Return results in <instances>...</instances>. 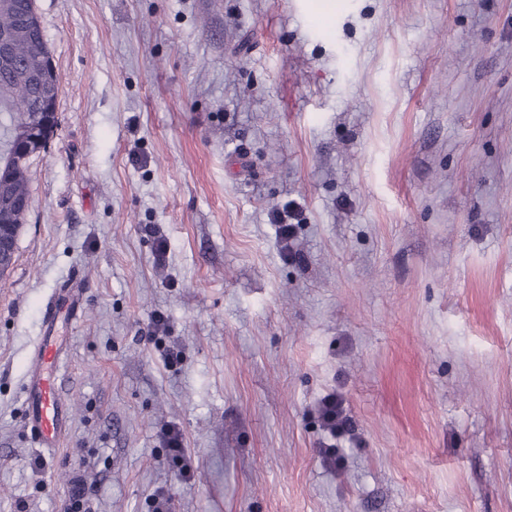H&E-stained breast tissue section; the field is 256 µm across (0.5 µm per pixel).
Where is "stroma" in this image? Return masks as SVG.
I'll use <instances>...</instances> for the list:
<instances>
[{"label":"stroma","instance_id":"1","mask_svg":"<svg viewBox=\"0 0 512 512\" xmlns=\"http://www.w3.org/2000/svg\"><path fill=\"white\" fill-rule=\"evenodd\" d=\"M35 4L59 127L0 277V512H512V0ZM73 283L42 453L20 389ZM320 417L323 426L332 437L342 434L347 426V419L341 410V403L336 399V395L326 396L319 406ZM161 437L168 451L167 465L171 469L177 470L182 477H189L192 464L179 432L169 428L162 432Z\"/></svg>","mask_w":512,"mask_h":512}]
</instances>
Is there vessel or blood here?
Listing matches in <instances>:
<instances>
[{
	"instance_id": "vessel-or-blood-1",
	"label": "vessel or blood",
	"mask_w": 512,
	"mask_h": 512,
	"mask_svg": "<svg viewBox=\"0 0 512 512\" xmlns=\"http://www.w3.org/2000/svg\"><path fill=\"white\" fill-rule=\"evenodd\" d=\"M81 301V290L74 285L58 289L49 298L43 333L34 346L22 383L23 424L39 448L59 447L71 429V411L59 394V378L65 367L67 349L59 326L77 315Z\"/></svg>"
}]
</instances>
